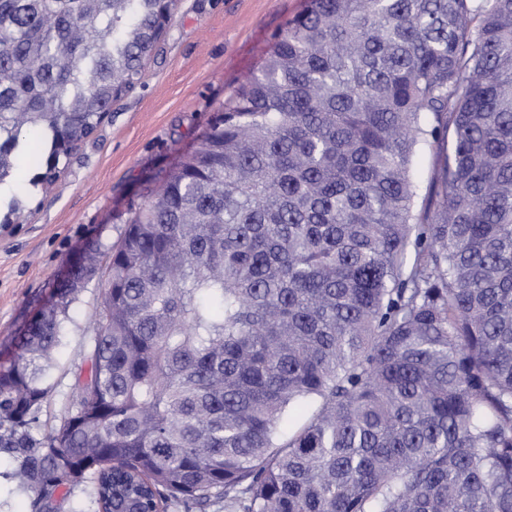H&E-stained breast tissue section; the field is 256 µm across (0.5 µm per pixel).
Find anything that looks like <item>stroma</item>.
Wrapping results in <instances>:
<instances>
[{
    "label": "stroma",
    "mask_w": 512,
    "mask_h": 512,
    "mask_svg": "<svg viewBox=\"0 0 512 512\" xmlns=\"http://www.w3.org/2000/svg\"><path fill=\"white\" fill-rule=\"evenodd\" d=\"M309 0H179L137 85L59 165L50 187L0 186L22 214L0 224V361L48 307L68 267L95 244L116 241L150 189L174 171L221 116L246 77ZM100 302L89 283L64 323L51 392L36 435L46 433L84 364V338Z\"/></svg>",
    "instance_id": "obj_1"
}]
</instances>
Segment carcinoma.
<instances>
[{
  "label": "carcinoma",
  "mask_w": 512,
  "mask_h": 512,
  "mask_svg": "<svg viewBox=\"0 0 512 512\" xmlns=\"http://www.w3.org/2000/svg\"><path fill=\"white\" fill-rule=\"evenodd\" d=\"M158 13L0 0V184L49 182ZM91 257L88 369L48 433L80 290L0 363L28 512H512V0H310Z\"/></svg>",
  "instance_id": "1"
}]
</instances>
